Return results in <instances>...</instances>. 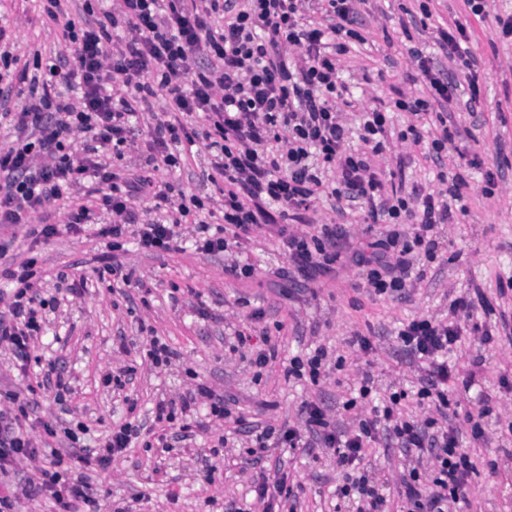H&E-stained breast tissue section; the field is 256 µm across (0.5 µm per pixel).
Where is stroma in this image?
<instances>
[{"label": "stroma", "mask_w": 512, "mask_h": 512, "mask_svg": "<svg viewBox=\"0 0 512 512\" xmlns=\"http://www.w3.org/2000/svg\"><path fill=\"white\" fill-rule=\"evenodd\" d=\"M424 3L430 9L426 15L420 10ZM359 9L364 40L351 43L342 65V78L355 98L346 111L348 122L356 123L362 108L376 106L389 112L392 133L406 129L411 116L396 109V100L429 95L426 82L411 77L409 48L435 53L438 27L465 19L474 33L471 50L478 63L481 104L468 111V82L458 76V99L449 113L463 135L443 151L441 163L411 153L403 179L409 187L438 189V172H463L466 159L476 154L502 167L503 178L490 198L480 191V174L471 173L466 213L455 214L443 226L438 256L407 298L354 291L357 268L346 252L332 274L296 292L293 282L277 277L288 259L278 237L265 230L245 245L229 244L224 255L210 257L189 245L166 253L113 252L111 239L98 234L99 225L111 221L104 213L81 233L62 231L47 240L32 235L27 224L0 229V238L13 242L10 255L37 257L44 295L56 301L46 311L44 334L30 361L31 369L39 371L56 366L69 380L64 397L42 388L36 395L35 416L58 422L53 447L68 454L95 446L115 423L138 419L145 424L109 467L87 471L88 481L101 490L90 512H114L125 505L133 512H225L231 500L242 512H262L252 492V478L261 467L247 453L253 434L268 426L298 424L300 405L307 399L321 402L331 421L347 427L343 404L356 395L366 370L377 392L406 390L409 410L429 415V405L412 395L417 373L399 350L394 331L414 316L447 318L450 301L475 286L490 304L477 321L491 329L494 340L481 346L469 335L449 354L450 365L461 373L473 361L483 363L477 382L456 384L452 397L463 412L490 397L494 412L484 419V447H473L468 434L460 436L461 448L476 462L470 504L460 512H512V431L507 428L512 422V297H500L497 290L499 279L512 276V41L499 38L494 29L495 16L512 14V0H487L482 20L469 17L463 0H363ZM0 24L8 28L18 53L36 47L47 56L59 48L61 31L46 23L42 0H0ZM211 154L206 142H199L181 170L161 177L176 191L217 209L219 190L201 178ZM114 259L133 268L131 282L100 276V268ZM234 262L252 265L254 275L232 276L226 267ZM60 271L86 278L82 295L56 289ZM238 331L249 339L234 350L229 342ZM357 332L371 338L372 353L363 355L349 346ZM266 335L277 342L278 355L258 375L248 359ZM154 337L177 352L171 365H153L148 350ZM320 345L332 358L342 359V369L316 386L285 378L292 357ZM125 371L130 379L123 387L104 383V375ZM200 382L234 396L244 423L238 427L215 417L208 432L184 441L177 436L178 423L156 422L152 411L159 400L179 399ZM80 423L88 426V434L80 443L69 442L65 430ZM225 436L229 444L219 446ZM271 454L286 461L300 486L297 512H354L337 505L334 489L343 484L344 472L333 453L313 458L299 449L275 448ZM207 460L216 467L209 481L202 470ZM363 465L382 482L391 512H403L397 490L407 458L399 449L381 446L371 449Z\"/></svg>", "instance_id": "obj_1"}]
</instances>
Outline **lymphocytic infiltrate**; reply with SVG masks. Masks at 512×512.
I'll use <instances>...</instances> for the list:
<instances>
[{"mask_svg":"<svg viewBox=\"0 0 512 512\" xmlns=\"http://www.w3.org/2000/svg\"><path fill=\"white\" fill-rule=\"evenodd\" d=\"M73 2L43 0L44 14L63 38L62 51L43 76H29L21 67L20 57L4 47L7 33L0 27V70L30 83L27 103L11 117L16 138L0 149V227L37 222L41 236L50 238L57 232L50 222L53 208L66 200L65 226L74 233L95 213L111 214L99 233L112 238L113 249H122L132 234L142 250L175 251L181 225L193 224L200 232L197 250L212 254L225 251L228 239L246 241L270 225L289 263L307 277L331 270L348 242L342 224H320L311 232L299 228L326 195L358 210L367 228L380 230L376 240L353 252L356 290L398 298L411 279L424 278L421 262L434 258L439 229L453 211H465L470 184L462 174L442 173L437 191L397 186L376 162L389 142L390 116L374 107L361 116V148L350 147V128L337 106L345 97L339 73L347 39L361 37L362 0H112L100 11L84 0L80 24L72 16ZM472 36L467 23L456 21L437 37L439 49L467 78L471 110L481 93L467 47ZM411 56L431 96L397 100V108L415 118L398 138L426 145L436 158L460 134L448 121L456 86L435 73L429 57L416 50ZM140 113L151 118L145 139L150 162L172 170L200 140L217 147L202 177L223 196V236L207 234L197 198H175L170 182L102 161L104 150L135 142L132 120ZM431 115L438 125L428 140L419 125ZM79 134L86 143L81 155L71 150ZM143 197L152 208L137 207ZM36 264L30 257L9 271L17 286L0 301V346L24 365L48 305L35 279ZM484 300L482 289L474 288L451 301L447 318L421 315L396 334L400 350L420 365L417 396L429 402L432 416L406 412L402 390L369 413L358 412L359 400L372 393L366 370L357 397L343 405L351 413L346 430L336 431L325 408L307 400L299 409L301 427L264 429L249 455L258 462L273 447L332 450L348 470L339 495L355 496V512H386L377 482L359 464L376 444L394 443L412 461L400 480L409 512H456L476 470L459 446V430L467 428L474 444H484L482 419L491 409L485 405L461 421L448 420V393L457 379L448 355ZM7 398L13 407L0 410V475L29 469L31 490L52 499L55 512L93 504L88 484L68 479L61 452L32 441L36 432L56 437L55 425L32 418L29 402L19 401L17 393ZM202 399L212 415L230 417L228 398L199 384L180 401L157 403L156 418L171 421L183 414L187 436L207 430V421L194 413ZM137 434L130 422L113 427L97 447L73 453V468L111 465Z\"/></svg>","mask_w":512,"mask_h":512,"instance_id":"obj_1","label":"lymphocytic infiltrate"}]
</instances>
